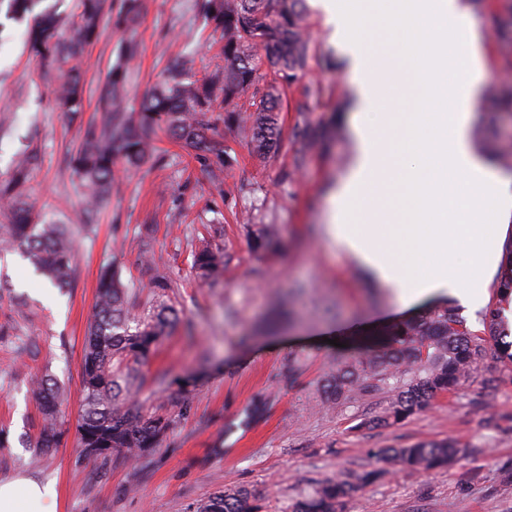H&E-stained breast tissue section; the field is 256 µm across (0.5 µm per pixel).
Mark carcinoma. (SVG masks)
Returning a JSON list of instances; mask_svg holds the SVG:
<instances>
[{
  "mask_svg": "<svg viewBox=\"0 0 512 512\" xmlns=\"http://www.w3.org/2000/svg\"><path fill=\"white\" fill-rule=\"evenodd\" d=\"M201 8L222 42L223 66L199 79L189 76L191 59L173 58L163 81L144 98L138 111L130 109L126 95L127 65L139 53L135 41L126 40L120 60L112 66L100 92V110L107 115L99 127L85 125L82 143L72 160L74 174L84 189L85 217L90 220L112 191L119 167L136 169L154 154L157 130L167 132L203 161L221 186L220 174L229 163L224 144L212 134V113L223 111L224 123L242 131L252 154L265 159L283 148L280 126L281 85L306 74L316 49L308 33L306 0H201ZM77 20L64 36L50 13L36 15L29 32V52L39 61L42 74L54 80L53 92L68 115L84 111L82 59L100 35L105 0H78ZM142 11V0H123L114 26L133 28ZM494 40L512 45V4L494 30ZM275 76L261 87V70ZM324 86L307 88L306 99L294 103L296 120L292 135L301 145L290 156L285 177L293 181L310 155L326 145L329 126L310 118L308 99L322 94ZM492 158L512 170V137L492 147ZM36 152H23L9 181L0 184V198L11 210L5 247L20 251L30 264L54 285L67 287L76 273V252L71 237L60 224H37L22 199L20 186L38 166ZM276 237L266 224L252 240V249L266 253ZM225 255L213 250L208 237L200 238L193 267L205 280L224 274ZM160 297L144 315L132 314L136 293L129 290L110 266L101 269L97 302L83 348L82 405L76 432L82 451L95 449L92 457L150 459L170 427V419L148 415L136 399L142 386L140 367L149 361L177 320L164 300L170 284H154ZM501 297L512 299V243L498 275ZM484 339L467 325L449 300L422 314L384 327L373 348L338 364L323 384V402L350 404L377 394L395 381V394L381 414L365 425L389 427L423 411L439 394L451 393L485 359L488 351L512 362V342L503 345L499 309L488 308L482 317ZM33 393L42 404V425L34 443L40 455L57 446L61 437L59 414L63 403L58 383L46 375ZM465 451L453 440L420 441L403 448H386L383 455L401 469L433 471L452 465ZM383 472L365 471L349 478L318 485L312 493L289 504L284 512H342L344 500L356 490L376 482ZM262 499L252 490L226 487L190 512H263Z\"/></svg>",
  "mask_w": 512,
  "mask_h": 512,
  "instance_id": "obj_1",
  "label": "carcinoma"
}]
</instances>
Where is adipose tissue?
Masks as SVG:
<instances>
[{
    "label": "adipose tissue",
    "mask_w": 512,
    "mask_h": 512,
    "mask_svg": "<svg viewBox=\"0 0 512 512\" xmlns=\"http://www.w3.org/2000/svg\"><path fill=\"white\" fill-rule=\"evenodd\" d=\"M339 48L352 59L359 110L356 154L334 189L335 248L408 308L452 298L477 312L512 229V176L470 142L480 85L481 34L461 0H319ZM389 47L363 50L368 19ZM408 67L409 109L372 118L389 99V73ZM54 482L0 483V512H57Z\"/></svg>",
    "instance_id": "ef3b65f1"
}]
</instances>
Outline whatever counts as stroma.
I'll return each mask as SVG.
<instances>
[{
	"label": "stroma",
	"mask_w": 512,
	"mask_h": 512,
	"mask_svg": "<svg viewBox=\"0 0 512 512\" xmlns=\"http://www.w3.org/2000/svg\"><path fill=\"white\" fill-rule=\"evenodd\" d=\"M6 11L0 0V112L9 117L0 131V182L10 177L21 150L38 152L42 162L23 192L40 223L67 225L77 268L74 282L60 289L20 252L0 250V482H55L58 512H188L233 485L260 494L266 512H281L323 481L378 470L381 478L348 498L344 512H512V364L486 357L454 393L437 396L392 427L361 424L383 410L389 394L339 406L322 402L324 378L356 342L408 312L369 282L323 230L327 195L356 153L350 128L327 151L313 154L295 183L282 178L296 147L292 106L308 85L328 87L310 104L313 120L335 111L349 119L356 110L349 63L328 73L321 68L319 54L335 52L336 45L317 8L309 13L318 56L285 91L284 152L257 159L237 128L219 127L231 161L218 190L192 153L159 134L158 161L122 175L91 225L82 219L70 157L81 122L105 121L99 90L125 34L102 22L87 50L85 107L72 121L28 51L30 17L10 19ZM498 14L495 7L472 14L483 35L481 102L512 91V76L498 72ZM209 34L200 0H144L133 31L139 55L128 74L131 103L146 97L167 59L182 50H196V76L214 70L218 50L206 46ZM249 212L276 224L278 253H252V227L242 221ZM206 222L218 226L211 244L228 260L226 273L211 282L192 268L195 231ZM106 264L140 289L144 310L154 302L152 282L168 280L169 301L181 315L143 369L139 402L146 413L172 419L145 475L134 463L86 456L75 434L84 337ZM292 358L297 374L287 385L281 374ZM46 373L65 393L62 437L59 447L37 458L33 442L41 415L32 383ZM188 377L195 384L187 411L170 413L167 396ZM446 439L460 442L466 454L441 470H399L379 454Z\"/></svg>",
	"instance_id": "1"
}]
</instances>
